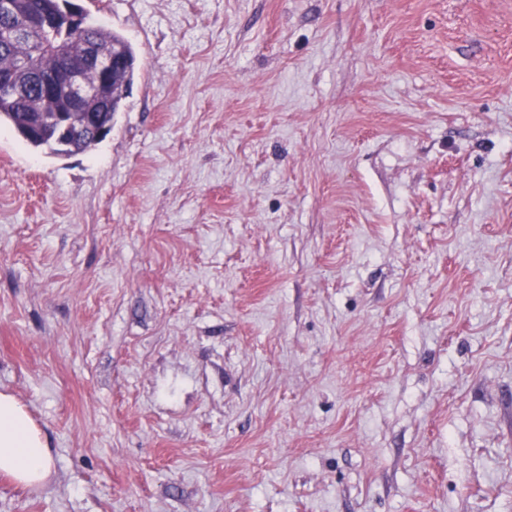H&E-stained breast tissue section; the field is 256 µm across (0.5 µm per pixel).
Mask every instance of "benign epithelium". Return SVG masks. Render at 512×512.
<instances>
[{
    "mask_svg": "<svg viewBox=\"0 0 512 512\" xmlns=\"http://www.w3.org/2000/svg\"><path fill=\"white\" fill-rule=\"evenodd\" d=\"M83 15L82 5L75 0L60 12L48 9L27 27L12 30L9 34L11 39L28 41L34 53H48L53 56L54 62L43 70L32 72L28 60L20 59L16 70L29 74L30 83L27 86L19 83L12 73L0 75V87L24 95L31 86L53 102L52 115L47 117V124L55 130L52 146L61 152L67 149L73 135L71 121L66 117L68 113L98 112L100 116L94 119L97 135L102 137L108 132L110 124L104 122L102 113L106 112L108 101L117 97L112 88L113 75L125 66L121 55L94 43L85 46L82 62L74 65L70 63L63 41L46 39L47 33H53L58 28L66 29L80 21ZM86 67L100 73L98 85L91 86L84 82L82 70Z\"/></svg>",
    "mask_w": 512,
    "mask_h": 512,
    "instance_id": "7a95c632",
    "label": "benign epithelium"
}]
</instances>
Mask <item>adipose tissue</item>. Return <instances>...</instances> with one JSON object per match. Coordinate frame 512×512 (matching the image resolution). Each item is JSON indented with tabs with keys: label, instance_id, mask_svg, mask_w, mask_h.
<instances>
[{
	"label": "adipose tissue",
	"instance_id": "ef3b65f1",
	"mask_svg": "<svg viewBox=\"0 0 512 512\" xmlns=\"http://www.w3.org/2000/svg\"><path fill=\"white\" fill-rule=\"evenodd\" d=\"M0 474L25 487L45 486L52 474L48 442L13 396L0 392Z\"/></svg>",
	"mask_w": 512,
	"mask_h": 512
}]
</instances>
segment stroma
<instances>
[{
    "instance_id": "35a3bbf8",
    "label": "stroma",
    "mask_w": 512,
    "mask_h": 512,
    "mask_svg": "<svg viewBox=\"0 0 512 512\" xmlns=\"http://www.w3.org/2000/svg\"><path fill=\"white\" fill-rule=\"evenodd\" d=\"M111 134L0 126V512H512V0H82ZM0 474L25 487H43L53 474L47 439L23 406L2 392Z\"/></svg>"
}]
</instances>
